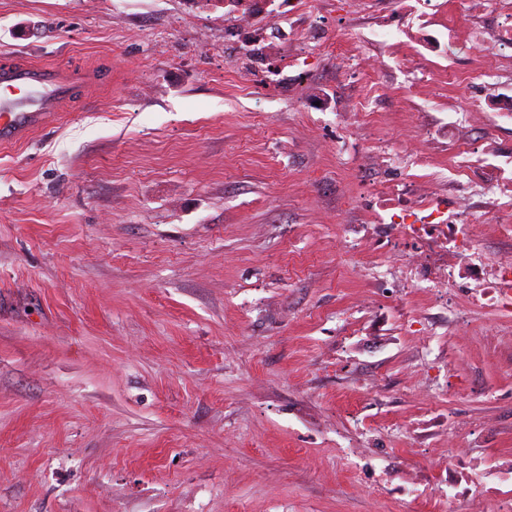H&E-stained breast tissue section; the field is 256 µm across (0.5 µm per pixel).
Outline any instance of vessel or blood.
Here are the masks:
<instances>
[{"mask_svg":"<svg viewBox=\"0 0 512 512\" xmlns=\"http://www.w3.org/2000/svg\"><path fill=\"white\" fill-rule=\"evenodd\" d=\"M87 78L27 58L0 66V145L32 134L58 113L79 107Z\"/></svg>","mask_w":512,"mask_h":512,"instance_id":"obj_1","label":"vessel or blood"}]
</instances>
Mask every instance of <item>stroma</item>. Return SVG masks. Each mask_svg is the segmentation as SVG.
I'll return each instance as SVG.
<instances>
[{
  "instance_id": "1",
  "label": "stroma",
  "mask_w": 512,
  "mask_h": 512,
  "mask_svg": "<svg viewBox=\"0 0 512 512\" xmlns=\"http://www.w3.org/2000/svg\"><path fill=\"white\" fill-rule=\"evenodd\" d=\"M391 0L262 9L222 0H0V60L96 76L91 97L0 146V512H487L512 461V311L463 320L376 294L361 198L464 164L435 123L512 157L485 48L410 85L363 50ZM308 28L307 54L272 45ZM368 101L356 134L340 112ZM431 334L415 345L412 322ZM451 367L423 386L424 364ZM468 488L449 496L448 449Z\"/></svg>"
}]
</instances>
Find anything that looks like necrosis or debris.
Instances as JSON below:
<instances>
[{"label":"necrosis or debris","instance_id":"1","mask_svg":"<svg viewBox=\"0 0 512 512\" xmlns=\"http://www.w3.org/2000/svg\"><path fill=\"white\" fill-rule=\"evenodd\" d=\"M430 3L409 0L397 15L404 38L389 44L388 51L405 70H413L421 50L446 49L428 31L433 20ZM486 9L506 19L489 37L470 23L474 14ZM457 17L468 22L471 40L488 39L494 54L512 49V0H465ZM459 147L484 167V180L471 181L463 168L455 169L452 177L440 176L432 172L426 153H413L421 174L368 191L369 222L346 225L345 232L369 241L380 255H399L400 273L384 270L375 277V286L384 296L402 300L411 289L424 288L439 303H451L464 294L480 305L508 311L512 309V255L493 259L480 255L483 229L474 219L484 214L493 236L512 246V165L489 162L484 150L473 143L463 141Z\"/></svg>","mask_w":512,"mask_h":512}]
</instances>
